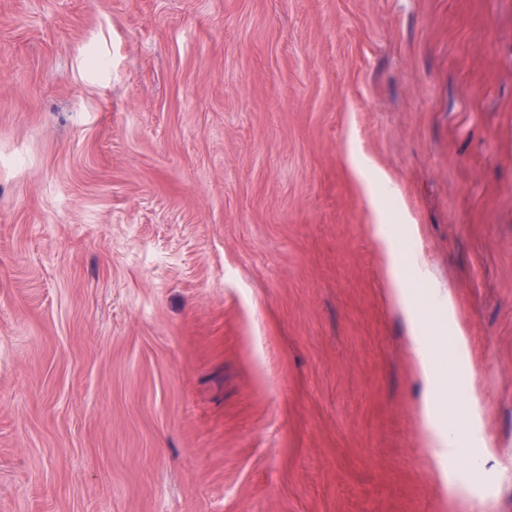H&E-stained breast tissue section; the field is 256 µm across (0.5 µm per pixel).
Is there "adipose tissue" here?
Segmentation results:
<instances>
[{
  "instance_id": "1",
  "label": "adipose tissue",
  "mask_w": 512,
  "mask_h": 512,
  "mask_svg": "<svg viewBox=\"0 0 512 512\" xmlns=\"http://www.w3.org/2000/svg\"><path fill=\"white\" fill-rule=\"evenodd\" d=\"M351 164L374 215V235L383 257L380 286L407 315L409 345L431 393L429 412L436 430V454L442 458H455L460 449L459 437L454 429L457 418L448 406L447 397L467 378L469 363L451 296L432 286L426 267L414 252L407 250L405 241L412 235L411 225L396 226L388 223L385 208L379 198V187L385 182L384 176L373 172L359 158H352ZM408 265L413 267L417 279L426 283V297L441 308L442 313L438 319L421 315L414 291L403 276V270ZM441 336L447 337L454 348L455 363L448 369L440 367L441 354L435 349V340Z\"/></svg>"
}]
</instances>
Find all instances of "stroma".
<instances>
[{
  "instance_id": "35a3bbf8",
  "label": "stroma",
  "mask_w": 512,
  "mask_h": 512,
  "mask_svg": "<svg viewBox=\"0 0 512 512\" xmlns=\"http://www.w3.org/2000/svg\"><path fill=\"white\" fill-rule=\"evenodd\" d=\"M353 149L485 468L435 453ZM0 512H512V0H0Z\"/></svg>"
}]
</instances>
